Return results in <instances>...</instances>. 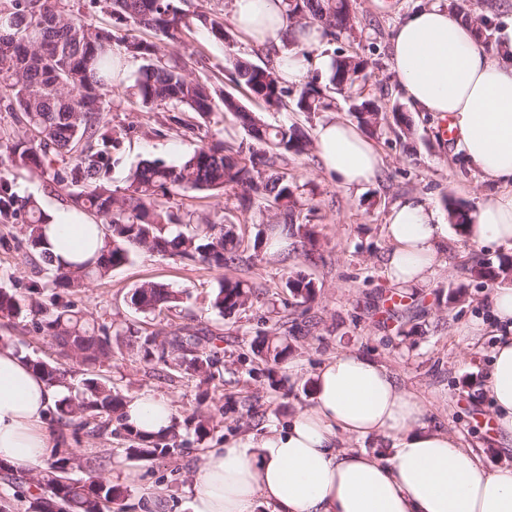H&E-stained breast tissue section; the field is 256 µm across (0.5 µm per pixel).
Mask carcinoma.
<instances>
[{
    "instance_id": "1",
    "label": "carcinoma",
    "mask_w": 512,
    "mask_h": 512,
    "mask_svg": "<svg viewBox=\"0 0 512 512\" xmlns=\"http://www.w3.org/2000/svg\"><path fill=\"white\" fill-rule=\"evenodd\" d=\"M178 0H0V111L15 116L18 130L0 131V224H18L37 275L18 295L0 287V318L22 314L36 320L37 328L56 346L60 361L51 363L25 356L26 361L48 381L68 383L73 369L81 378V396L61 398L52 422L61 428L97 437L109 430L129 443L127 453L145 461L171 458L180 451L179 423L165 436L133 431L123 422L127 397L101 375L112 363V337L122 330L96 324L76 307L73 297L92 281L108 278L112 270L130 262L137 251L169 259L199 260L215 269L235 264L241 248L257 252L271 237L288 232L298 238L302 251L313 253L317 238L301 219L303 202L299 186L288 172L289 160L309 151L311 140L300 128L270 127L231 95H224L209 82L192 77L178 59H164L162 46L182 42L191 27L202 26L218 40L225 37L224 18L199 11L186 14ZM290 19L299 25L316 24L322 38L350 37L356 30L350 0H284ZM111 23L104 26L99 16ZM476 40L488 47L493 40V21L475 16ZM132 28L154 32L156 40L128 34ZM139 62L133 74L135 104L160 114L157 135L173 127L195 132L188 114L201 117L213 112L232 114L246 133L237 147L221 139L203 144L177 165L158 159H143L124 187H114L109 173L119 161L130 125L112 123L110 93L124 85L127 61ZM367 61L354 55H337L328 70V84L349 93V112L362 128L377 132L386 119V106L358 91L365 79ZM225 69L234 83L247 89L268 111L293 102L298 112H325L332 106L323 88L311 81L292 95L279 74L278 64L268 60L259 66L235 55L225 59ZM393 125L408 138L413 135L410 117L400 105L391 109ZM37 171L48 187L64 191L75 209L104 226V245L91 258L66 266L54 265L45 248L43 228L48 215L31 197L15 190L16 172ZM232 190L242 205L261 206L268 212L253 237L237 231V225L208 218L191 233L176 230L182 220L158 196L190 192L211 194ZM448 218L457 229L473 220V210L450 199ZM512 263L498 266L484 261L470 268L471 276L496 281L508 277ZM286 288L299 306L311 302L315 283L300 272L289 273ZM248 281L224 276L218 282L212 307L230 315L252 303ZM130 303L144 313L170 311L181 295L165 284L145 282L134 289ZM217 336L203 329L157 331L130 339L132 349L147 365L162 366L191 376L208 396L206 387L223 377ZM288 336H263L252 346L255 359L271 374L288 356ZM196 441L211 432L212 417L197 408L183 420ZM78 469L85 478L71 477ZM4 478L14 488L13 497L29 500L30 512H124L122 492L99 473V457L71 452L53 456L31 482L15 476L14 468L0 462Z\"/></svg>"
}]
</instances>
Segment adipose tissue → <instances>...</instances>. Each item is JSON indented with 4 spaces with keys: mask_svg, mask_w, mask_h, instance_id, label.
I'll return each instance as SVG.
<instances>
[{
    "mask_svg": "<svg viewBox=\"0 0 512 512\" xmlns=\"http://www.w3.org/2000/svg\"><path fill=\"white\" fill-rule=\"evenodd\" d=\"M231 18L246 40L263 46L280 45L292 28L283 0H232ZM391 70L417 110L450 118L466 159L500 185L479 204L466 239L512 248V23L491 56L464 18L418 9L394 30ZM315 146L323 170L343 187L369 182L383 163L345 120L320 123ZM385 232L392 284L426 285L445 236L436 208L408 197L392 208ZM46 233L58 265L103 245L102 225L65 206L51 213ZM491 311L494 325L476 322L465 333L499 338L485 391L497 431L512 440V287L494 291ZM62 392L13 347L0 346V460L23 467L43 460L52 446L46 421ZM124 412L128 427L155 435L174 420L163 397L133 398ZM427 412L384 365L356 352L336 354L317 373L313 406L260 439L202 453L192 512H252L260 497L272 512H512V468L487 471L475 449L429 428ZM372 436L391 441L389 457L354 449V441Z\"/></svg>",
    "mask_w": 512,
    "mask_h": 512,
    "instance_id": "obj_1",
    "label": "adipose tissue"
}]
</instances>
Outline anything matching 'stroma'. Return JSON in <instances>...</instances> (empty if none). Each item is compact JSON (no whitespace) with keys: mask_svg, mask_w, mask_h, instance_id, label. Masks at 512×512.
<instances>
[{"mask_svg":"<svg viewBox=\"0 0 512 512\" xmlns=\"http://www.w3.org/2000/svg\"><path fill=\"white\" fill-rule=\"evenodd\" d=\"M356 17V37L324 41L320 52L330 56L356 53L367 62V77L360 89L385 106L404 104L405 98L389 66L391 38L397 24L409 13L428 5L447 7L448 0H351ZM172 57L187 60L193 74L224 93L236 97L268 125H296L314 135L318 124L329 119H349V100L333 94L325 112H297L293 108L264 110L237 86L224 70V59L237 55L259 64L266 50L249 43L238 32L218 41L202 27H192L180 44L166 47ZM132 88L125 85L111 95L113 122L132 125L120 162L110 173L113 185L125 186L132 168L145 158L179 164L202 144L223 139L238 146L244 132L228 115L216 112L197 119L194 133L171 129L154 133V114L132 110ZM412 138L403 137L392 122H385L371 140L383 158L375 178L346 189L321 167L317 151L292 159L290 172L302 186L305 221L317 237L315 260H307L295 244L276 253L245 251L236 270L248 280L260 299L231 315L211 306L220 270L198 261L165 259L148 252L102 281L88 284L76 296L78 308L100 323H111L131 334L145 336L176 328H205L222 338L223 379L210 391L213 430L204 442L187 435L185 450L172 459L144 461L126 453L123 438L74 437L72 432L53 435L55 448L101 457L100 474L124 492L126 512H190L194 478L200 453L220 448L247 434L284 424L298 409L313 403L314 376L326 359L355 350L383 363L397 382L420 395L429 405L430 428L454 434L470 447L482 449L488 470L512 467V446L491 428V410L484 396L495 337L483 336L468 344L462 326L488 321L494 283L470 275L476 261L498 263L512 258V248L476 246L456 229H449L442 262L429 284L400 288L391 284L385 262L390 244L385 224L391 208L411 195L426 198L447 214L448 198L477 207L497 190L468 166L455 140L444 132L445 121L426 112H411ZM170 206L183 223L201 217L235 222L239 231L254 236L267 215L259 208H242L237 195L190 193L171 197ZM299 271L317 286L314 300L296 305L285 286L289 272ZM168 285L182 294L180 305L162 313L144 314L129 303L134 288L145 282ZM287 335L288 358L273 376L255 370L252 341L265 334ZM0 336L12 337L31 356L57 361L55 346L38 334L31 316L0 319ZM104 376L128 398L152 395L169 399L177 418L198 406L195 380L168 379L152 372L135 352L116 354Z\"/></svg>","mask_w":512,"mask_h":512,"instance_id":"stroma-1","label":"stroma"}]
</instances>
